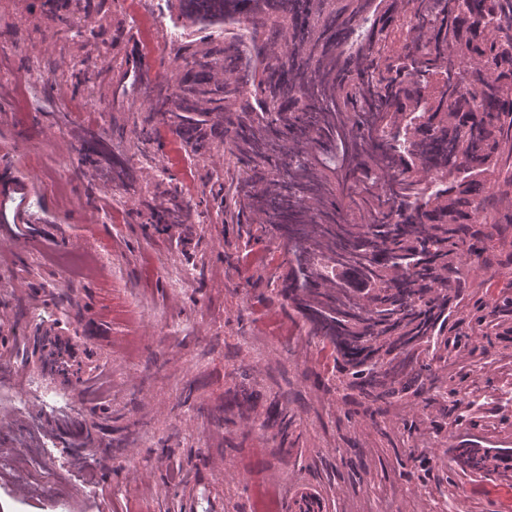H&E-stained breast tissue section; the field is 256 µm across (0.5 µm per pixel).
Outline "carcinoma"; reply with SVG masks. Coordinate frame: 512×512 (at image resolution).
<instances>
[{
	"label": "carcinoma",
	"mask_w": 512,
	"mask_h": 512,
	"mask_svg": "<svg viewBox=\"0 0 512 512\" xmlns=\"http://www.w3.org/2000/svg\"><path fill=\"white\" fill-rule=\"evenodd\" d=\"M190 29L148 97L131 106L133 144L162 143L156 124L205 170L194 201L156 167L162 229L231 215L283 248L280 293L308 335L330 348L344 389L380 407L432 401L448 369V325L467 289L496 277L512 288V0H168ZM87 48L73 94L94 93L102 32L89 15L59 18ZM342 135L355 210L317 166ZM106 159L112 182L141 170L98 132L81 164ZM32 355L69 385L68 344L34 336ZM264 428L286 431L273 403ZM68 447L104 452L80 429ZM463 470H487L493 448H453Z\"/></svg>",
	"instance_id": "carcinoma-1"
}]
</instances>
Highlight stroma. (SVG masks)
Instances as JSON below:
<instances>
[{"mask_svg": "<svg viewBox=\"0 0 512 512\" xmlns=\"http://www.w3.org/2000/svg\"><path fill=\"white\" fill-rule=\"evenodd\" d=\"M33 0H0V346L41 325L70 339L84 388L65 385L37 358L0 349V448L24 450L19 496L13 456L0 458V512H252L272 491L280 512L315 494L319 512H512V467L461 472L457 435L512 450V306L500 284L457 315L461 347L428 406L399 403L369 419L337 391L317 339L271 279L283 251L247 243L239 225L211 219L168 231L147 221L150 161L135 185L110 189L85 176L82 130L131 126L132 102L159 79L170 54L163 5L151 50L121 7L106 30L141 73L104 71L93 97L72 95L68 66L83 47ZM52 60L51 79L18 107L9 83L23 59ZM494 306L486 335L470 321ZM286 402L287 437L260 426ZM108 405L91 415V407ZM70 412L104 458L77 459L52 418Z\"/></svg>", "mask_w": 512, "mask_h": 512, "instance_id": "obj_1", "label": "stroma"}]
</instances>
